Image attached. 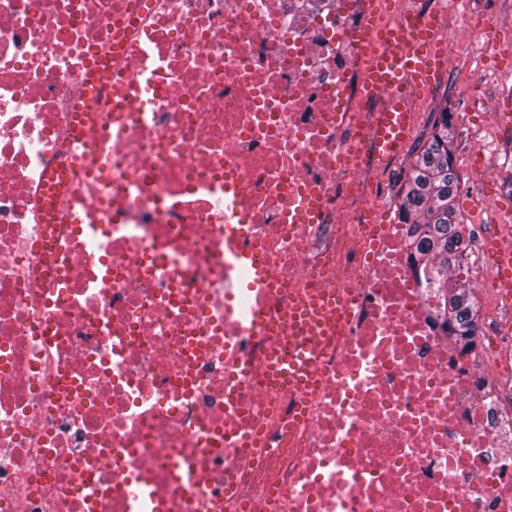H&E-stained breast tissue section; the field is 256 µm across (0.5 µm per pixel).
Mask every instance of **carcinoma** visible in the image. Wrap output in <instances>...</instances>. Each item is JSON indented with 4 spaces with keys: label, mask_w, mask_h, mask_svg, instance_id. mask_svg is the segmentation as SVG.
Listing matches in <instances>:
<instances>
[{
    "label": "carcinoma",
    "mask_w": 512,
    "mask_h": 512,
    "mask_svg": "<svg viewBox=\"0 0 512 512\" xmlns=\"http://www.w3.org/2000/svg\"><path fill=\"white\" fill-rule=\"evenodd\" d=\"M452 113H438L420 145L400 193V210L411 232L407 248L417 281L438 295V311L457 344L474 345L476 307L470 281L460 279L471 236L456 207L459 177L454 160Z\"/></svg>",
    "instance_id": "cac0c4a2"
}]
</instances>
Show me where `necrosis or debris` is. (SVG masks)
Listing matches in <instances>:
<instances>
[{"instance_id":"4bbe7bcc","label":"necrosis or debris","mask_w":512,"mask_h":512,"mask_svg":"<svg viewBox=\"0 0 512 512\" xmlns=\"http://www.w3.org/2000/svg\"><path fill=\"white\" fill-rule=\"evenodd\" d=\"M466 0H0V512H512V320L461 349L372 34ZM496 66L491 16L468 17ZM306 385L268 383L297 297ZM304 314H308L302 318ZM323 312L321 309H314L312 307H302L296 317L294 325V332L303 333L307 335H314L319 330L320 321L323 322Z\"/></svg>"}]
</instances>
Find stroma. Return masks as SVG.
<instances>
[{"instance_id": "obj_1", "label": "stroma", "mask_w": 512, "mask_h": 512, "mask_svg": "<svg viewBox=\"0 0 512 512\" xmlns=\"http://www.w3.org/2000/svg\"><path fill=\"white\" fill-rule=\"evenodd\" d=\"M478 50L475 44L463 47L445 70L437 91L425 103L418 138L426 140L437 112L448 108L453 114L455 166L460 176L456 206L473 240L497 232L500 224L512 221L502 209V201L512 194V166L488 161L487 176L471 173L470 153L479 133L475 117L496 111L506 97H512V71L478 75Z\"/></svg>"}]
</instances>
